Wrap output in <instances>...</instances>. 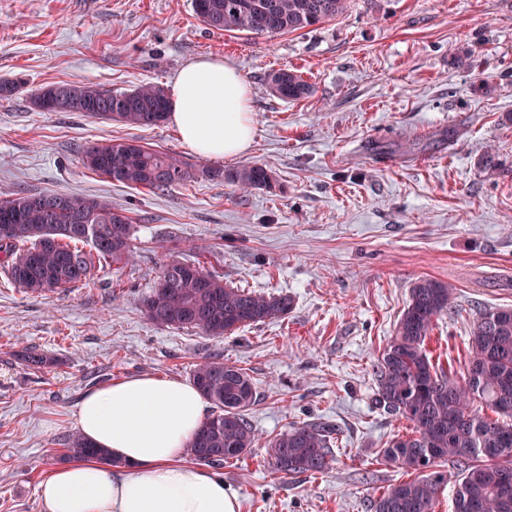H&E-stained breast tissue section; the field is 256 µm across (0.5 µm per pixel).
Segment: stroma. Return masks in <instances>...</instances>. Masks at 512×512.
Returning <instances> with one entry per match:
<instances>
[{"label": "stroma", "mask_w": 512, "mask_h": 512, "mask_svg": "<svg viewBox=\"0 0 512 512\" xmlns=\"http://www.w3.org/2000/svg\"><path fill=\"white\" fill-rule=\"evenodd\" d=\"M218 57L251 89L255 138L224 168L261 164L273 189L197 180L131 189L88 170V145L133 139L194 166L170 122L140 128L41 112L55 83L171 89L181 68ZM313 86L287 102L271 70ZM0 199L13 192L100 196L133 221L132 263L42 296L0 267V512H45L41 481L63 466L83 394L124 378L189 382L209 358L243 369L258 439L218 475L240 512H370L405 470L379 450L409 427L374 402L373 367L419 279L454 287L426 341L463 372L470 331L512 308V0H389L294 33L208 28L192 0H0ZM495 152L496 170L478 166ZM204 261L226 285L293 300L287 317L223 337L150 321L141 300L162 255ZM46 365L32 367L27 352ZM341 433L325 472L283 476L266 461L290 423Z\"/></svg>", "instance_id": "1"}]
</instances>
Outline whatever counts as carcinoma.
I'll use <instances>...</instances> for the list:
<instances>
[{
	"instance_id": "obj_1",
	"label": "carcinoma",
	"mask_w": 512,
	"mask_h": 512,
	"mask_svg": "<svg viewBox=\"0 0 512 512\" xmlns=\"http://www.w3.org/2000/svg\"><path fill=\"white\" fill-rule=\"evenodd\" d=\"M353 0H193L200 20L218 31L256 36L293 33L344 14ZM270 90L296 102L312 85L290 68L267 76ZM88 108L87 116L134 126H158L169 112L166 91L152 83L131 90L103 91L88 83H62ZM84 165L116 182L150 190L188 181L231 183L242 189H270L274 177L263 165L226 171L221 165L186 166L174 155L133 140L115 139L84 150ZM132 220L124 210L90 195L16 191L0 200V252L12 282L26 293L46 294L87 284L94 260L128 264ZM26 240L30 246L16 249ZM90 246V251L79 245ZM453 285L431 278L416 282L409 304L373 368L375 404L410 423L412 434L392 439L381 459L420 476L389 485L370 502V512H434L446 475L457 470L454 512H512V308L486 309L468 341L465 375L439 371L425 342L434 320L451 309ZM293 307L286 294H261L230 287L199 260L165 256L142 308L154 323L192 328L223 337L272 319ZM193 385L214 405L213 413L188 445L187 456L217 470L248 453L255 432L247 412L256 387L242 369L212 358L192 372ZM483 405L491 414L478 410ZM340 429L326 421H302L269 441L266 453L274 472L317 474L333 461ZM74 461L112 455L80 433L68 436Z\"/></svg>"
}]
</instances>
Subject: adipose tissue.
<instances>
[{"label": "adipose tissue", "mask_w": 512, "mask_h": 512, "mask_svg": "<svg viewBox=\"0 0 512 512\" xmlns=\"http://www.w3.org/2000/svg\"><path fill=\"white\" fill-rule=\"evenodd\" d=\"M169 119L182 143L207 157L235 156L252 144L250 88L219 58L189 62L172 88ZM80 432L115 461L85 460L53 470L39 485L46 512H239L223 480L184 460L205 420L192 385L136 376L87 392Z\"/></svg>", "instance_id": "ef3b65f1"}]
</instances>
